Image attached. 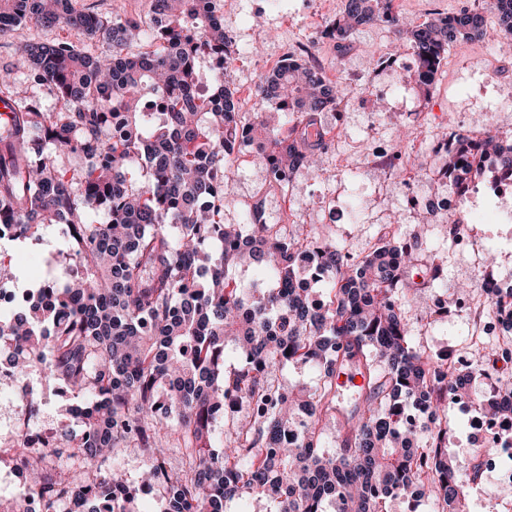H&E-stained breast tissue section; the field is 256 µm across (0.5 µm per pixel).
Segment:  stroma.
<instances>
[{
  "instance_id": "1",
  "label": "stroma",
  "mask_w": 512,
  "mask_h": 512,
  "mask_svg": "<svg viewBox=\"0 0 512 512\" xmlns=\"http://www.w3.org/2000/svg\"><path fill=\"white\" fill-rule=\"evenodd\" d=\"M342 7V0H277L275 7H268L267 0H224V29L233 41V60L227 70V79L235 89V97L241 112L254 117L258 112L272 111L271 103L261 101L256 95L259 79L273 70L288 55L289 45L304 40L306 33L326 20L335 18ZM65 39L81 49L100 54L110 53L108 44L89 40L77 31L60 27L46 28L32 22L15 27L8 36H0V70L13 68L18 45L28 42H52ZM359 47L358 54L339 56L332 41L322 42L317 55L330 78L339 80L359 92H370L384 76L376 71V63L392 54L396 39L390 29L379 24L358 27L351 37ZM502 35L498 28H487L484 35L453 48L452 62L442 63L429 96L437 104V111L447 121H466L480 126L485 122L479 112L462 116L456 110L459 101L466 100L480 105H496L499 96L496 86L489 78L474 75L463 68L462 60L468 56L483 55L488 63L499 64L504 54L500 48ZM393 93L382 102L379 112H354L349 102H342L340 113H323L325 124L341 123L348 131L340 138L335 153H323L321 170L314 173L304 171L291 188L282 194L266 188V169L251 158L239 159L234 178L224 191V221L239 223L243 209L255 202H262L268 221L280 223L282 201L292 197L293 208L305 212L314 207L316 201L330 198L345 205L358 195L370 197L374 185L380 180L373 172L350 173L336 167V153L361 151L366 138L375 132L395 137L398 129L407 126L408 117L403 113V102L414 100L408 74L392 71ZM398 215L402 221L395 227V236L407 239L419 236L422 245L419 253L420 267H427L433 257L446 258L445 278L437 292L453 295L456 285L475 281L477 271L470 260L448 244V232L442 224H421L407 213V196L403 188L394 187L380 199L379 208L352 212L349 223L319 224L316 232L323 238L336 242L352 255H364L381 238L382 215ZM469 235L478 244L492 251L495 261L492 266L495 279L512 280V227L497 224L468 225ZM468 324L465 319L449 316L448 319L411 320L408 342L412 348L433 352H454L465 341ZM35 397L40 404V413L30 422L34 431L42 433L47 441L61 438L65 431V408L71 404L69 392L50 382L37 386Z\"/></svg>"
}]
</instances>
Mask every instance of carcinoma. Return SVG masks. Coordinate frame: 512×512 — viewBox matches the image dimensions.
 Masks as SVG:
<instances>
[{
	"label": "carcinoma",
	"mask_w": 512,
	"mask_h": 512,
	"mask_svg": "<svg viewBox=\"0 0 512 512\" xmlns=\"http://www.w3.org/2000/svg\"><path fill=\"white\" fill-rule=\"evenodd\" d=\"M489 7L512 40V0ZM32 21L112 47L95 55L66 40L28 43L17 66L26 81L0 73V92L16 106L0 118V231L45 243L53 269L0 313V370L40 372L82 398L70 409L76 434L9 448L39 512H142L148 494L160 512H231L254 499L265 512H389L396 498L466 512L480 458L499 449L480 448L465 465L451 454L448 397L484 377L494 392L478 406L512 413V375L497 369L512 349L491 356L474 343L472 370L459 376L445 369L448 356L409 345V307L422 320L442 312L433 288L445 261L418 283L408 276L416 238L351 257L302 224L286 233L263 222L257 205L245 222L224 223L235 148L265 141L258 160L288 188V173L318 169L323 150L320 134L303 150L296 139L309 138V119L337 108L346 87L286 58L257 85L280 110L277 125L246 119L226 72L198 71L205 56L232 60L218 0L204 9L152 0L145 17H103L77 0H0V36ZM376 22L406 39L425 96L448 47L476 39L486 15L474 7L406 28L394 0H344L328 36L342 55L355 28ZM21 83L48 87L59 111H44ZM295 95L298 112L287 110ZM476 153L484 165L469 163ZM136 165L140 183L129 178ZM486 166L512 173V131L459 139L444 177L464 188L486 178ZM58 226L63 246L49 241ZM303 248L330 273L319 306L295 287ZM250 268L273 286L243 287L235 272ZM290 364L310 368L312 384L281 381ZM347 372L364 384L344 399L336 379ZM126 448L145 457L135 486L107 467Z\"/></svg>",
	"instance_id": "obj_1"
}]
</instances>
